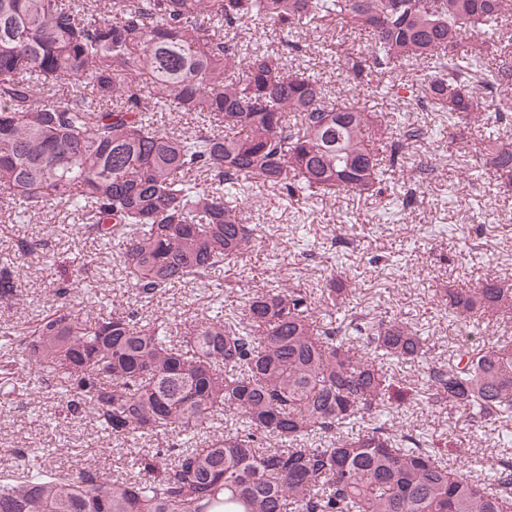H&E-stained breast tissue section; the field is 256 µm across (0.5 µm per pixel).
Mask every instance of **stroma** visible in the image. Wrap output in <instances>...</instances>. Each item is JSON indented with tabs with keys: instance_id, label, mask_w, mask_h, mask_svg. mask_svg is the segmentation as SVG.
<instances>
[{
	"instance_id": "stroma-1",
	"label": "stroma",
	"mask_w": 512,
	"mask_h": 512,
	"mask_svg": "<svg viewBox=\"0 0 512 512\" xmlns=\"http://www.w3.org/2000/svg\"><path fill=\"white\" fill-rule=\"evenodd\" d=\"M328 39L338 41L345 51H363L368 45L350 28L335 33L307 31L299 35L301 50L292 60L318 73L333 101L340 103L351 98L352 91L335 62L321 52ZM366 105L372 114L391 121L428 126L427 140L408 150L407 170L389 173L382 193L373 196L306 199L263 187L254 190L241 207L242 218L249 224H264L265 232L249 254L248 276L233 269L222 273L225 304L242 303L272 280L320 287L339 263L355 293L354 311L416 324L427 336L435 361H448L461 345L477 348L494 336L512 337V321L494 315L470 327L449 322L434 296L436 289L458 280L512 281V190H504L492 175L474 179L449 167L444 160L447 131L435 113L416 111L408 92L375 93ZM424 162L435 165L436 172L419 185L414 168ZM410 189L415 190V198L409 207H402ZM47 225L55 228L50 246L62 263L46 266L38 251L21 260L19 298L8 307L0 304L2 326L26 325L42 306L51 304L50 285L63 278L64 263L97 251L92 239L75 235L64 214L42 211L27 223L15 224L0 199V255L14 252L20 241L41 237ZM215 296L210 284L195 282L172 289L147 306H138L131 295L124 297L123 304L138 309L147 321L170 318L187 325L206 315ZM28 379L18 365L0 378V473L13 470L16 451L25 448L52 449L53 465L73 474L87 468L107 477L128 473L125 460L112 451L113 440L98 428L93 410L61 421L56 429L44 427L42 417L54 411L57 401L47 392L23 395ZM403 409V415L393 419V428L425 433L434 453L449 468L481 478L489 463L497 461L495 431L473 432L465 411L434 409L411 394Z\"/></svg>"
}]
</instances>
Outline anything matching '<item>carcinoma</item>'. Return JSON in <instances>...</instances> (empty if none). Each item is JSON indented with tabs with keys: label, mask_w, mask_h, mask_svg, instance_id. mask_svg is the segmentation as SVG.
I'll return each instance as SVG.
<instances>
[{
	"label": "carcinoma",
	"mask_w": 512,
	"mask_h": 512,
	"mask_svg": "<svg viewBox=\"0 0 512 512\" xmlns=\"http://www.w3.org/2000/svg\"><path fill=\"white\" fill-rule=\"evenodd\" d=\"M510 17L512 0H0V194L20 219L69 210L142 302L212 282L258 239L237 200L259 187L378 193L405 146L427 137L414 123L380 125L381 165L367 109L328 100L315 73L289 66L297 34L366 32L365 54L324 46L348 82L395 96L418 63L415 104L462 130L512 120L501 94L512 87ZM244 20L270 27L281 49L239 40ZM476 30L484 39L468 41ZM161 112L190 116L194 131L166 127ZM486 156L512 186V143L492 142ZM35 249L55 264L46 240L18 251ZM17 288L1 264L0 301ZM90 291L81 274L54 283L35 320L0 329V352L28 369L29 390L53 391L64 418L94 410L122 448L176 438L131 457L134 480L73 477L50 466L48 449L21 451L0 480V512H512L511 460L475 481L421 435L386 427L408 364L423 368L414 385L427 403L465 409L474 429L511 417L512 349L499 341L437 364L405 322L337 320L351 290L335 274L315 294L290 286L238 307L217 300L178 344L171 323L134 309L80 317L70 298ZM440 303L463 324L512 319V283L445 288ZM219 417L224 436L198 447Z\"/></svg>",
	"instance_id": "obj_1"
}]
</instances>
